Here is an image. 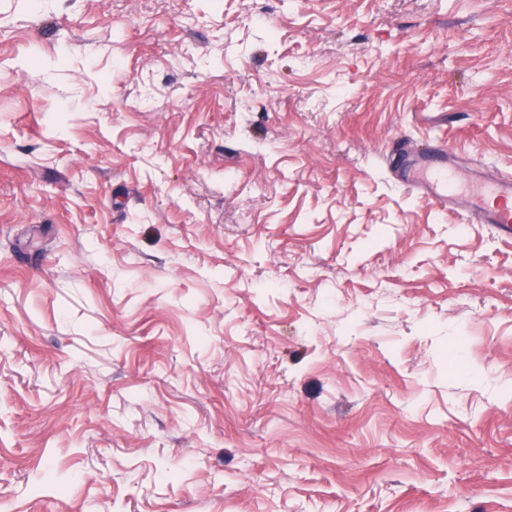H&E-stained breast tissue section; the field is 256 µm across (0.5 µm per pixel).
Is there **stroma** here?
<instances>
[{
  "label": "stroma",
  "mask_w": 512,
  "mask_h": 512,
  "mask_svg": "<svg viewBox=\"0 0 512 512\" xmlns=\"http://www.w3.org/2000/svg\"><path fill=\"white\" fill-rule=\"evenodd\" d=\"M512 0H0V512H512ZM408 147L398 142L385 157L399 183L442 209L460 208L467 217L474 215L477 222L512 236V179L473 174L462 188L459 174L448 169L446 147L438 152Z\"/></svg>",
  "instance_id": "obj_1"
}]
</instances>
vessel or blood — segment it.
<instances>
[{
	"instance_id": "vessel-or-blood-1",
	"label": "vessel or blood",
	"mask_w": 512,
	"mask_h": 512,
	"mask_svg": "<svg viewBox=\"0 0 512 512\" xmlns=\"http://www.w3.org/2000/svg\"><path fill=\"white\" fill-rule=\"evenodd\" d=\"M395 178L440 208L457 207L477 222L495 225L512 236V179L472 175L467 183L450 170L446 151H427L396 143L386 157Z\"/></svg>"
}]
</instances>
